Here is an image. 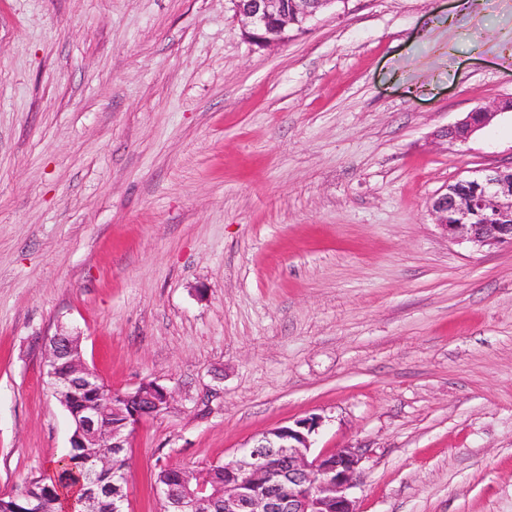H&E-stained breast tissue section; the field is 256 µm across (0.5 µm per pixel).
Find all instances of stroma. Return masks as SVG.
<instances>
[{
    "mask_svg": "<svg viewBox=\"0 0 512 512\" xmlns=\"http://www.w3.org/2000/svg\"><path fill=\"white\" fill-rule=\"evenodd\" d=\"M512 0H342L286 43L233 0H0V495L71 422L43 342L172 389L125 512L295 420L358 449V512H512V247L432 199L512 165ZM512 111V99H506L497 103L493 109L470 112L463 120L456 125L441 131V137H445L451 143H464L471 136L483 128L491 118L498 112Z\"/></svg>",
    "mask_w": 512,
    "mask_h": 512,
    "instance_id": "stroma-1",
    "label": "stroma"
}]
</instances>
